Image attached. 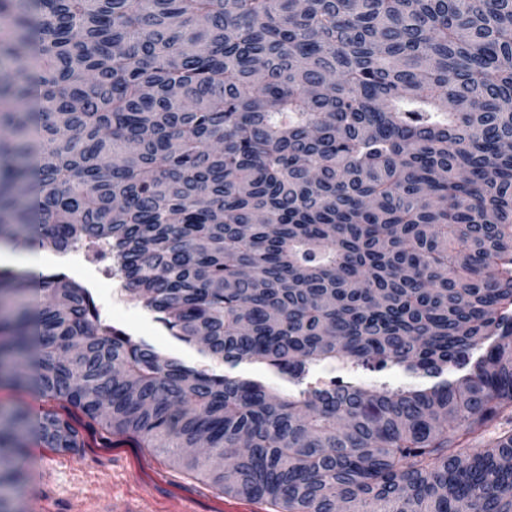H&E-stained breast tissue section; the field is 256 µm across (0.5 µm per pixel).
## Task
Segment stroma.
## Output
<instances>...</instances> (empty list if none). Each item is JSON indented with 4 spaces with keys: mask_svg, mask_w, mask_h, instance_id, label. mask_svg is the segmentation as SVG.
Masks as SVG:
<instances>
[{
    "mask_svg": "<svg viewBox=\"0 0 512 512\" xmlns=\"http://www.w3.org/2000/svg\"><path fill=\"white\" fill-rule=\"evenodd\" d=\"M64 271L81 285L98 284L93 298L102 322L162 354L205 366L196 345L171 336L140 304L102 292L104 264L79 262ZM84 437L85 447L72 451L30 442L20 461L30 476L24 496L28 512H273L266 502L225 496L206 477L175 467L166 454L136 447L127 438L104 442L89 431Z\"/></svg>",
    "mask_w": 512,
    "mask_h": 512,
    "instance_id": "obj_1",
    "label": "stroma"
}]
</instances>
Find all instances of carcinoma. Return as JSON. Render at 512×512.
Instances as JSON below:
<instances>
[{
	"label": "carcinoma",
	"mask_w": 512,
	"mask_h": 512,
	"mask_svg": "<svg viewBox=\"0 0 512 512\" xmlns=\"http://www.w3.org/2000/svg\"><path fill=\"white\" fill-rule=\"evenodd\" d=\"M0 55V237L100 249L212 362L467 368L283 395L0 269L14 386L275 512H512V0H0ZM31 425L85 447L0 416V489Z\"/></svg>",
	"instance_id": "1"
}]
</instances>
